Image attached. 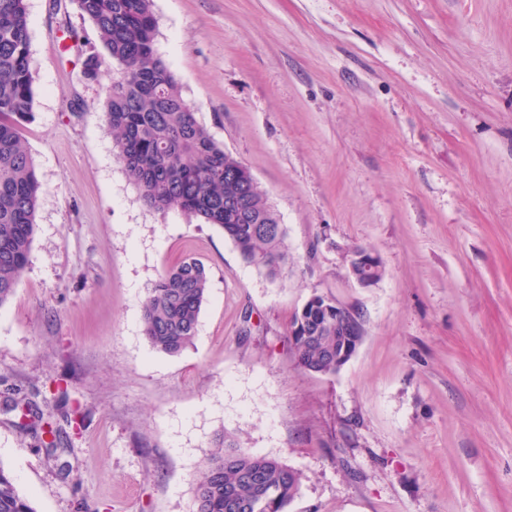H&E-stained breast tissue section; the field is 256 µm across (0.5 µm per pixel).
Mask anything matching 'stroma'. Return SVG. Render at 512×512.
I'll use <instances>...</instances> for the list:
<instances>
[{"label":"stroma","instance_id":"obj_1","mask_svg":"<svg viewBox=\"0 0 512 512\" xmlns=\"http://www.w3.org/2000/svg\"><path fill=\"white\" fill-rule=\"evenodd\" d=\"M26 5L43 195L0 307V397L84 417L67 474L0 410V464L36 512H194L225 430L301 473L287 512H512V0H154L185 99L286 228L275 280L219 227L143 204L83 74L92 54L112 67L91 22ZM357 246L382 262L368 287ZM186 256L209 292L168 356L141 304ZM316 293L364 318L329 376L288 341ZM354 255H363L364 257L361 261L355 262ZM348 271L350 278L359 285L365 282L367 286H370L381 278L382 264L371 251L363 247H355L350 252Z\"/></svg>","mask_w":512,"mask_h":512}]
</instances>
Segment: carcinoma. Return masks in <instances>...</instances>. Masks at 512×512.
<instances>
[{"label":"carcinoma","mask_w":512,"mask_h":512,"mask_svg":"<svg viewBox=\"0 0 512 512\" xmlns=\"http://www.w3.org/2000/svg\"><path fill=\"white\" fill-rule=\"evenodd\" d=\"M112 60L105 75L107 133L126 179L159 213L177 211L224 231L241 257L274 279L288 265L287 232L250 171L224 150L183 96L156 49L153 0H74ZM35 105L30 26L25 0H0V307L26 270L37 229L42 187L23 137ZM349 276L374 284L379 258L355 247ZM210 271L186 257L164 270L141 306V332L157 352L178 355L192 345L208 294ZM361 336L336 335V300L313 294L294 313L290 341L297 369L333 375ZM23 428L47 456L59 460L63 429L24 397L8 396ZM301 476L281 460L244 448L240 431H223L216 450L194 478V512H285ZM0 512H35L11 473L0 464Z\"/></svg>","instance_id":"carcinoma-1"}]
</instances>
